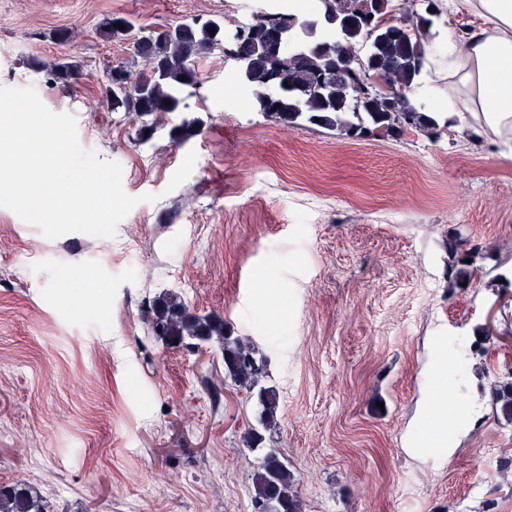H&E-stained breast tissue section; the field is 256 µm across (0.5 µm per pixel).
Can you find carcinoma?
I'll use <instances>...</instances> for the list:
<instances>
[{
	"label": "carcinoma",
	"mask_w": 512,
	"mask_h": 512,
	"mask_svg": "<svg viewBox=\"0 0 512 512\" xmlns=\"http://www.w3.org/2000/svg\"><path fill=\"white\" fill-rule=\"evenodd\" d=\"M390 2L319 0L315 19L282 10L262 11L248 23L252 34L237 47L225 41L229 29L217 16H199L151 32L131 43L133 56L145 62L144 69L136 75L123 66L110 70L120 83L108 82L107 105L136 120L178 112L199 88L201 58L234 49L247 60L240 77L269 121L288 128L310 124L349 138L373 136L383 128L389 137L411 130L431 139L439 135L437 115L426 99L414 101L412 96L419 87L426 44L433 38L431 28L440 9L435 0H427L428 11L413 9L397 25L389 17ZM134 27L130 19L116 16L105 23L104 34L117 39ZM374 66L384 69L390 95L363 94L366 74ZM79 74L80 65L65 58L51 67L56 82L67 83ZM182 76L186 81H180ZM277 103L281 107L276 109ZM462 245L458 240L448 242L451 283L465 273L466 260L481 253L478 244L466 250ZM146 314L152 331L171 342L217 339L224 351L225 377L233 386L256 394L261 407L258 425L263 429L271 425L279 393L260 384L265 362L255 347L226 332L224 320L189 312L176 293L153 301ZM494 397L512 421V381L499 385ZM294 483L295 473L270 448L254 473L252 502L260 505L259 512H301ZM0 512L41 509L30 487L16 482L0 485Z\"/></svg>",
	"instance_id": "obj_1"
}]
</instances>
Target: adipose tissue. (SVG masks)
<instances>
[{
  "label": "adipose tissue",
  "instance_id": "1",
  "mask_svg": "<svg viewBox=\"0 0 512 512\" xmlns=\"http://www.w3.org/2000/svg\"><path fill=\"white\" fill-rule=\"evenodd\" d=\"M482 28L464 41L439 35L417 90L441 94L448 113L471 112L495 134L512 135V0H457Z\"/></svg>",
  "mask_w": 512,
  "mask_h": 512
}]
</instances>
